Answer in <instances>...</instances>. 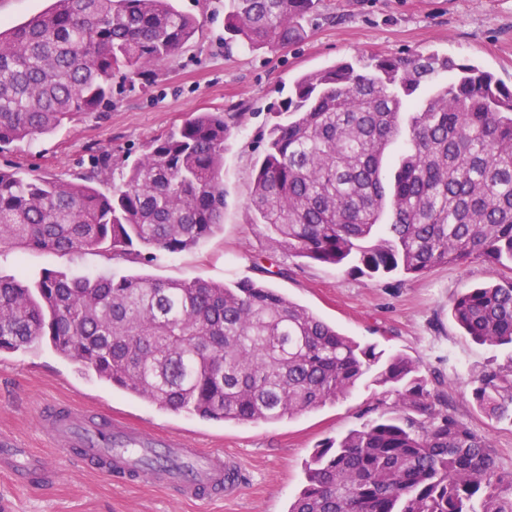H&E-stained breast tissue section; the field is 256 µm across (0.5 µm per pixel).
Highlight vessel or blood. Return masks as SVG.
Segmentation results:
<instances>
[{"label": "vessel or blood", "instance_id": "b4317fda", "mask_svg": "<svg viewBox=\"0 0 512 512\" xmlns=\"http://www.w3.org/2000/svg\"><path fill=\"white\" fill-rule=\"evenodd\" d=\"M41 418L65 460L112 480L152 483L195 502L228 497L241 484L239 463L220 448H194L183 438L171 436L161 446L176 465L156 469L144 462L149 453L147 435L120 418L71 405L42 409ZM15 446L11 437L0 438V469L11 470L21 484L33 485L52 478V469L40 456L30 455L23 462H15Z\"/></svg>", "mask_w": 512, "mask_h": 512}]
</instances>
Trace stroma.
<instances>
[{
  "mask_svg": "<svg viewBox=\"0 0 512 512\" xmlns=\"http://www.w3.org/2000/svg\"><path fill=\"white\" fill-rule=\"evenodd\" d=\"M193 14L196 35L159 65L146 88H115L112 102L80 115L54 132L0 151V167L34 176L72 180L92 155L109 154L112 183L124 161L196 112H240L224 152L223 228L199 247L178 254H132L109 258L97 251L61 255L50 251L0 249V273L73 276L104 272L144 275L160 281L207 279L232 284L251 280L275 288L344 334L420 362L428 378L443 382L456 416L487 436L501 470L512 471V425L487 418L462 379L468 370L506 363L511 352L464 336L450 302L466 288L502 283L512 271L480 259L439 266L401 281L356 272L276 252L280 274L265 272L261 256L272 252L266 231L248 207L254 166L273 122L271 113L305 72L371 53L402 56L437 53L479 65L512 84V0H319L303 20V36L285 48L249 50L226 39L224 0H174ZM379 387L362 382L346 397L275 422H216L164 410L112 389L46 343L0 354V432L41 453L63 470L53 485L21 486L0 472V496L12 512H287L299 491L304 465L323 442L358 427L375 404ZM49 403L76 404L143 428L155 438L181 435L196 448H221L238 457L247 480L227 500L195 504L173 491L140 483H113L97 472L65 463L46 440L40 419Z\"/></svg>",
  "mask_w": 512,
  "mask_h": 512,
  "instance_id": "35a3bbf8",
  "label": "stroma"
}]
</instances>
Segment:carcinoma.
Here are the masks:
<instances>
[{
	"label": "carcinoma",
	"mask_w": 512,
	"mask_h": 512,
	"mask_svg": "<svg viewBox=\"0 0 512 512\" xmlns=\"http://www.w3.org/2000/svg\"><path fill=\"white\" fill-rule=\"evenodd\" d=\"M315 8L228 0L224 31L253 50L285 48ZM196 30L172 0H53L0 28V149L97 111L117 77L149 85ZM441 73L448 83L419 97ZM242 116L192 115L107 192L91 186L107 156L79 183L0 168V248H196L221 229L224 144ZM277 116L249 202L273 249L369 277L474 258L512 270V85L435 53L371 54L302 75ZM451 315L473 341L512 347V279L459 293ZM42 342L129 395L216 421L310 412L365 379L382 388L368 419L315 450L288 512H512V472L498 471L489 439L448 410L419 362L263 284L0 275V354ZM467 385L480 412L512 424V358L469 370Z\"/></svg>",
	"instance_id": "carcinoma-1"
}]
</instances>
